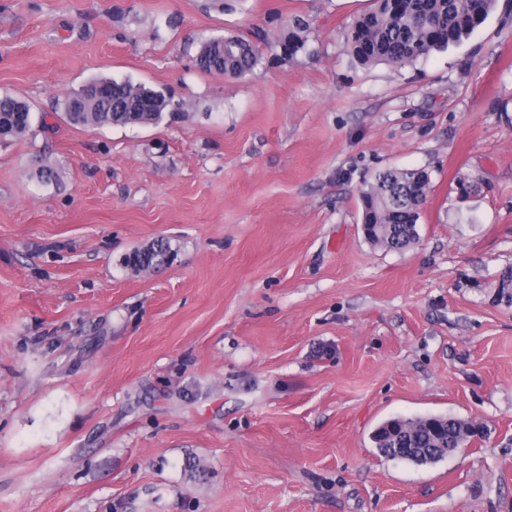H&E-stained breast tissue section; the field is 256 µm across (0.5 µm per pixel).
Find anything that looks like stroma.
Instances as JSON below:
<instances>
[{"label": "stroma", "instance_id": "1", "mask_svg": "<svg viewBox=\"0 0 512 512\" xmlns=\"http://www.w3.org/2000/svg\"><path fill=\"white\" fill-rule=\"evenodd\" d=\"M371 7L0 0V94L47 122L0 140V512H512V0L398 71L351 60ZM296 18L304 52L195 66ZM93 77L183 113L70 124ZM384 168L431 178L403 252L361 230ZM427 414L484 435L380 456L382 422ZM307 24L293 19L287 32L270 36L265 31H252L247 35L214 37L200 46L195 58L196 67L208 74L241 77L251 71L260 61L262 49L279 48L293 56L307 47L306 37L302 34ZM170 253V245L163 240H157L148 247L136 250L126 257L125 265L134 272H144L153 268L157 263L164 261Z\"/></svg>", "mask_w": 512, "mask_h": 512}]
</instances>
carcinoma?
<instances>
[{"instance_id": "carcinoma-1", "label": "carcinoma", "mask_w": 512, "mask_h": 512, "mask_svg": "<svg viewBox=\"0 0 512 512\" xmlns=\"http://www.w3.org/2000/svg\"><path fill=\"white\" fill-rule=\"evenodd\" d=\"M497 0H374V8L357 18L346 31L353 60L362 66L384 64L399 69L417 62L471 34L494 10ZM307 24L295 18L288 31L274 36L264 31L214 37L200 46L196 67L208 74L241 77L260 61L262 47L279 48L293 56L306 50ZM183 109V102L159 90L129 80L97 78L65 95L61 110L66 121L83 127H138L154 125ZM34 112L24 100L0 96V137L21 138L33 131ZM430 188L423 170L385 169L359 191L362 219L372 225L370 243L403 251L419 239L418 221ZM171 253L158 240L125 259L126 267L140 273L164 261ZM440 434L469 438L470 422L445 415L395 417L382 423L372 436L379 454L388 460L411 461L392 451L396 445L431 448L438 444L427 420Z\"/></svg>"}]
</instances>
